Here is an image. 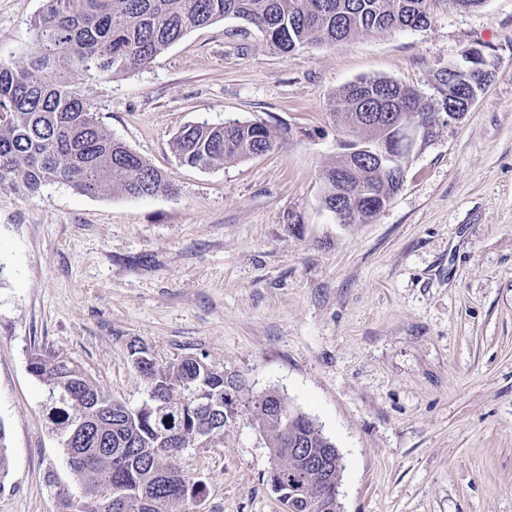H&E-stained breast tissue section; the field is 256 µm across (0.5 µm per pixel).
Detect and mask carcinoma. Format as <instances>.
I'll use <instances>...</instances> for the list:
<instances>
[{
  "label": "carcinoma",
  "mask_w": 512,
  "mask_h": 512,
  "mask_svg": "<svg viewBox=\"0 0 512 512\" xmlns=\"http://www.w3.org/2000/svg\"><path fill=\"white\" fill-rule=\"evenodd\" d=\"M485 0H44L33 21L27 66L0 62V187L29 193L61 183L88 196L134 198L174 196L178 188L160 170L113 138L91 112L80 81L115 77L151 63L189 31L227 18L258 31L267 46L288 55L313 44L336 46L362 32L418 30L428 25L440 3L469 10ZM490 72L469 63L441 70L437 95L426 97L393 79L372 77L342 87L329 103L338 146L356 150L350 168L338 159L322 174L320 204L336 205V189L361 187L389 193L390 176L371 163L368 149L387 135L381 114L403 101L413 118L448 112V102L483 93ZM274 131L266 123L227 121L220 126L186 124L174 139L183 165L216 169L270 152ZM356 224L372 222L379 211L344 197ZM134 363L147 386L137 407L112 398L72 359L34 353L29 373L44 387L52 431L65 448L66 464L81 496L59 491L62 512H168V506L203 493L204 483L182 473L176 459L197 446L203 427L224 431L239 413L241 381L194 357L157 366ZM267 447L278 459L266 485L293 512H324L311 489L315 472L290 456V448H310L336 474L335 445L305 414L292 409L276 391L248 401ZM7 432L0 421V479L9 474ZM106 482L125 492L108 503L99 497Z\"/></svg>",
  "instance_id": "carcinoma-1"
}]
</instances>
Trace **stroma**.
Listing matches in <instances>:
<instances>
[{
    "mask_svg": "<svg viewBox=\"0 0 512 512\" xmlns=\"http://www.w3.org/2000/svg\"><path fill=\"white\" fill-rule=\"evenodd\" d=\"M42 4L0 0V60L27 63ZM242 26L193 29L146 68L82 85L177 196L0 187V512H61L59 490L80 493L31 352L71 357L135 407L134 343L244 382L223 446L179 457L205 488L174 512H283L247 408L271 390L341 453V512H512V0L286 56ZM473 46L494 64L485 91L460 120L437 115L373 223H333L318 204L338 157L332 96L372 76L433 95ZM228 120L266 122L276 146L219 170L180 163V127Z\"/></svg>",
    "mask_w": 512,
    "mask_h": 512,
    "instance_id": "stroma-1",
    "label": "stroma"
}]
</instances>
